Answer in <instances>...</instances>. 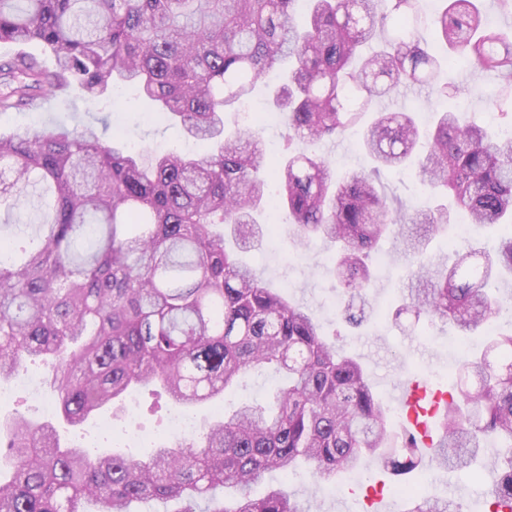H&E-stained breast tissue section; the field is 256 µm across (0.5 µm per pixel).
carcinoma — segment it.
<instances>
[{"label":"carcinoma","instance_id":"cac0c4a2","mask_svg":"<svg viewBox=\"0 0 512 512\" xmlns=\"http://www.w3.org/2000/svg\"><path fill=\"white\" fill-rule=\"evenodd\" d=\"M0 0V43L38 41L51 67L19 51L0 58V112L79 90L110 97L134 86L202 146L186 155L124 151L94 124L0 134V206L30 205L25 229L0 240V379L27 362L68 425L80 426L136 386H159L216 418L188 440L160 438L143 454L90 456L64 447L51 422L0 423V512H311L285 483L257 496L267 472L308 465L319 482L376 463L404 476L427 461L468 467L498 443L493 512H512V327L470 348L437 412L431 459L407 440L365 366L325 338L316 317L268 287L238 251L263 238L259 212L288 215L292 244L332 247L330 272L351 311L364 312L376 271L370 252L394 230L418 256L396 316L412 313L484 331L500 314L489 292L512 272V135L448 107L433 128L411 112L375 111L398 86L460 94L437 83L443 65H471L512 85V31L488 27L475 0H443L423 19L414 0ZM427 23L435 42L420 34ZM273 106L288 126L286 155L267 156L252 127L226 133L224 115L274 70ZM375 113L361 148L373 172L336 176L316 147ZM415 160L441 203L410 212L376 186L380 171ZM462 212L500 227L495 251L468 249L453 264L425 255L428 236ZM274 365L284 382L270 402L230 412L222 401L250 371ZM178 505L170 511L168 505ZM408 512H464L411 497Z\"/></svg>","mask_w":512,"mask_h":512}]
</instances>
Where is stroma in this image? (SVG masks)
<instances>
[{
	"mask_svg": "<svg viewBox=\"0 0 512 512\" xmlns=\"http://www.w3.org/2000/svg\"><path fill=\"white\" fill-rule=\"evenodd\" d=\"M459 105L473 115L481 125L497 130H508L512 119L502 115L491 100L499 91L498 81L486 73L462 84ZM107 119L111 132L123 135L125 142L137 150H185L189 144L182 132L163 123L154 124L134 89H125L120 101L111 100L92 105L79 92L49 99L37 111L20 109L0 113V130L48 123L73 125ZM320 152L331 160L337 172L370 168L369 158L359 145L358 130H350L341 138L323 143ZM380 185L393 203L410 208L429 205L430 199L421 188L415 169L401 173H384ZM497 243L494 230H482L474 225L458 229L450 224L432 239L430 248L441 257L450 259L469 246L493 248ZM330 252L321 241L314 240L301 248L291 244L287 225H280L275 238L267 239L259 249L245 253V261L261 271L272 287L288 291L292 299L310 308L321 322L327 336H338L340 344L368 368L371 382L384 402H391L395 385L403 378L418 374L427 376L434 389L448 391V376L459 363L463 342L452 327L436 326L430 335L418 336L409 331L408 318L392 319L385 312L394 299L408 288V272L412 258L398 249L395 238L382 242L374 258L378 280L370 294L374 312L362 326H345L341 320L343 309L337 304L338 287L328 272ZM33 365L22 367L14 378L1 382L0 390L12 393L10 402L0 403V416L8 418L15 413L42 422L55 419L56 406L46 405L35 398L25 386V378L34 373ZM153 400L148 390L132 392L109 411L112 433L100 436L95 424L81 428H61L62 444L95 441L97 448L137 454L133 437L140 433L163 434L176 409L169 398H161V408L151 412ZM497 471L481 468L478 476L464 472L430 469L428 479L421 485V496L451 498L462 502L466 512H486V501L497 483ZM296 493L311 494V512H361L358 495L346 488L332 490L316 487L313 478L303 469L296 470L288 482Z\"/></svg>",
	"mask_w": 512,
	"mask_h": 512,
	"instance_id": "1",
	"label": "stroma"
}]
</instances>
